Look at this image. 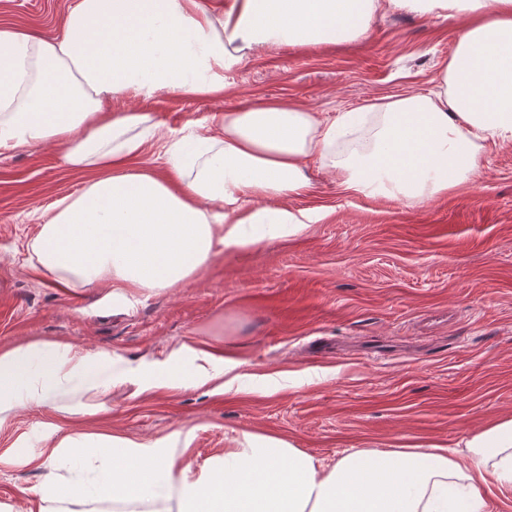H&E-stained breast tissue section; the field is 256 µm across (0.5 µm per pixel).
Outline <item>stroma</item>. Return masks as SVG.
Here are the masks:
<instances>
[{"label": "stroma", "mask_w": 512, "mask_h": 512, "mask_svg": "<svg viewBox=\"0 0 512 512\" xmlns=\"http://www.w3.org/2000/svg\"><path fill=\"white\" fill-rule=\"evenodd\" d=\"M74 0H0V23L50 37ZM461 23L400 10L376 15L351 44L263 47L226 75L217 97L113 99L157 127L140 163L166 174L165 139L259 100L292 101L325 117L381 98L436 89ZM53 141L0 154V347L57 341L108 352L135 372L109 393H62L18 407L0 426V506L27 512L26 488L46 472L26 457L47 448V422L70 431L170 438L200 468L244 434L277 436L323 463L355 448L445 443L512 416V143L486 144L479 175L447 195L406 205L341 191L310 164L322 218L299 234L221 254L175 288L114 296L64 286L32 267L41 215L86 174ZM184 375L168 377L181 345ZM239 362L231 390L192 380ZM105 403L106 411L69 410Z\"/></svg>", "instance_id": "35a3bbf8"}]
</instances>
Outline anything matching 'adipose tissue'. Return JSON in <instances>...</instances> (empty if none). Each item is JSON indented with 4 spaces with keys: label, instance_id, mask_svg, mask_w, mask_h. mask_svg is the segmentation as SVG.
<instances>
[{
    "label": "adipose tissue",
    "instance_id": "obj_1",
    "mask_svg": "<svg viewBox=\"0 0 512 512\" xmlns=\"http://www.w3.org/2000/svg\"><path fill=\"white\" fill-rule=\"evenodd\" d=\"M463 17L439 90L324 118L265 101L188 126L165 142L166 175L138 162L156 133L145 112L108 111L132 94L218 96L226 72L261 46L361 40L380 12ZM53 140L88 173L43 213L30 250L55 282L105 280L124 291L173 288L219 253L293 236L320 217L309 162L341 189L420 204L472 180L487 141L512 142V0H77L60 36L0 25V153ZM120 358L56 342L0 349V426L15 408L53 404L65 387L111 390ZM32 462L49 476L25 494L111 503L113 512H484L479 486L512 484V417L463 441L357 448L322 463L289 440L246 434L198 475L167 440L61 434Z\"/></svg>",
    "mask_w": 512,
    "mask_h": 512
}]
</instances>
